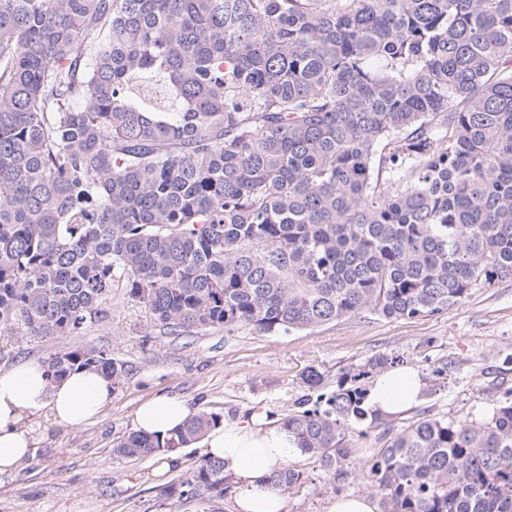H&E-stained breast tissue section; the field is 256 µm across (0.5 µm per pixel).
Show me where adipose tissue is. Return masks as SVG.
<instances>
[{
    "label": "adipose tissue",
    "mask_w": 512,
    "mask_h": 512,
    "mask_svg": "<svg viewBox=\"0 0 512 512\" xmlns=\"http://www.w3.org/2000/svg\"><path fill=\"white\" fill-rule=\"evenodd\" d=\"M424 383L417 369L397 366L376 376L368 405L382 415H395L418 404ZM112 401V382L103 374L80 370L53 381L43 363L23 362L0 373V474L24 461L31 449L23 420L41 409L69 427L97 417ZM193 414L177 397L140 404L132 416L135 432L165 437ZM201 447L206 456L224 459L232 476L234 512H286L284 493L272 484L273 474L300 455L293 436L266 413L224 421L207 431Z\"/></svg>",
    "instance_id": "1"
}]
</instances>
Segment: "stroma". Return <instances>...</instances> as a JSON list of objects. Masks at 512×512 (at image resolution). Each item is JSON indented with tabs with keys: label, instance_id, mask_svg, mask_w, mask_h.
I'll list each match as a JSON object with an SVG mask.
<instances>
[{
	"label": "stroma",
	"instance_id": "obj_1",
	"mask_svg": "<svg viewBox=\"0 0 512 512\" xmlns=\"http://www.w3.org/2000/svg\"><path fill=\"white\" fill-rule=\"evenodd\" d=\"M104 345L126 364L112 402L90 423L70 428L47 412L24 420L32 454L0 474V512H203L201 503L174 504L160 492L203 455L194 444L170 465L154 457L114 456L113 446L132 430V413L158 395L185 399L194 411L233 419L266 412L280 420L304 393L302 375L316 368L326 385L342 370L377 354L399 357L419 370L425 390L420 409L446 419L490 413L504 388L512 389V279L472 289L461 305L414 320L369 313L290 334L210 329L189 336L147 329L139 307L123 289L112 291L108 320L68 343ZM446 365L443 376L432 370ZM292 464L303 475L287 494L288 512H326L335 493L314 460Z\"/></svg>",
	"mask_w": 512,
	"mask_h": 512
}]
</instances>
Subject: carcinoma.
Returning a JSON list of instances; mask_svg holds the SVG:
<instances>
[{"label": "carcinoma", "mask_w": 512, "mask_h": 512, "mask_svg": "<svg viewBox=\"0 0 512 512\" xmlns=\"http://www.w3.org/2000/svg\"><path fill=\"white\" fill-rule=\"evenodd\" d=\"M512 278V0H0V342L62 341L125 290L146 326L289 334L416 319ZM60 379L125 365L95 345ZM396 358L302 375L283 420L379 512H512V390L480 420L365 406ZM223 422L128 434L161 456ZM375 438L362 458L351 435ZM302 473L273 478L286 493ZM204 456L160 491L221 501Z\"/></svg>", "instance_id": "cac0c4a2"}]
</instances>
